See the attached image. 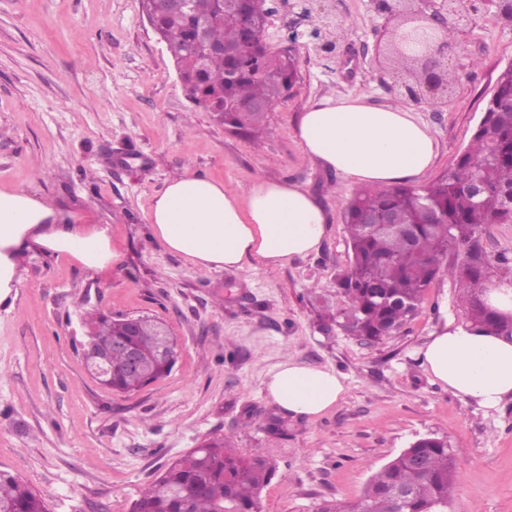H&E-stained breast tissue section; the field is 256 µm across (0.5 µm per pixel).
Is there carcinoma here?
Listing matches in <instances>:
<instances>
[{
	"instance_id": "1",
	"label": "carcinoma",
	"mask_w": 512,
	"mask_h": 512,
	"mask_svg": "<svg viewBox=\"0 0 512 512\" xmlns=\"http://www.w3.org/2000/svg\"><path fill=\"white\" fill-rule=\"evenodd\" d=\"M265 0H180L174 10L152 20L168 45L187 98L236 130L254 132L272 103L298 79L295 57H268L260 21ZM224 46V53L199 59L198 31ZM391 216L407 230L366 223L368 214ZM436 222L426 223L427 214ZM349 269L336 275V295L317 311L319 329L340 328L370 342L400 330L421 306L440 274L458 285V302L467 324L485 333L512 337V317H504L482 299L505 255L487 256L481 232L487 224H512V66L498 76L473 140L454 167L428 185L366 188L345 207ZM89 340L105 350L129 344L141 356V368L125 367L112 353L109 371L99 381L128 393L167 376L175 354L158 323L148 317L128 335L127 317L88 315ZM276 472L265 456H244L222 438L204 441L171 464L133 502L131 512H263L261 491ZM456 458L448 440L417 439L378 470L362 496L351 503L326 501L317 512H448L456 481ZM0 512H49L47 503L19 477L0 471Z\"/></svg>"
}]
</instances>
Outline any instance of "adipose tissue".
I'll return each mask as SVG.
<instances>
[{
  "mask_svg": "<svg viewBox=\"0 0 512 512\" xmlns=\"http://www.w3.org/2000/svg\"><path fill=\"white\" fill-rule=\"evenodd\" d=\"M303 151L349 182L389 188L422 175L437 145L410 107H374L359 97H328L301 113L295 129ZM163 247L197 267L240 271L250 260L283 267L318 253L326 234L323 209L303 187L256 180L246 198L223 182L187 172L166 182L149 212ZM40 247L104 270L113 254L108 230L54 217L22 191L0 190V302L19 283V259ZM426 371L455 396L487 408L512 398V339L467 326L443 328L420 354ZM270 400L294 418L314 420L343 397L336 370L281 359L263 382Z\"/></svg>",
  "mask_w": 512,
  "mask_h": 512,
  "instance_id": "adipose-tissue-1",
  "label": "adipose tissue"
}]
</instances>
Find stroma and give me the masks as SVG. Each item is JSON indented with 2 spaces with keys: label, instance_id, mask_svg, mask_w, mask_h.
Masks as SVG:
<instances>
[{
  "label": "stroma",
  "instance_id": "35a3bbf8",
  "mask_svg": "<svg viewBox=\"0 0 512 512\" xmlns=\"http://www.w3.org/2000/svg\"><path fill=\"white\" fill-rule=\"evenodd\" d=\"M331 6L346 25L341 54L326 62L296 45L299 80L252 138L188 101L141 0H0V189L108 225L114 253L95 272L25 252L0 303V471L39 491L50 512H130L167 465L215 437L276 460L263 512H316L355 501L374 472L431 433L457 453L448 512H512V400L463 401L419 358L434 332L466 322L447 276L379 343L316 325L315 294L335 292L349 264L344 211L357 187L302 151L296 119L323 97L400 100L375 59L391 20L372 0ZM510 66L512 20L478 13L448 98L411 104L438 144L416 186L456 163ZM187 171L241 198L259 178L303 186L328 215L320 251L256 273L197 268L167 251L147 216L166 181ZM94 310L162 322L176 342L172 372L131 393L100 384L83 355ZM285 356L336 369L346 392L313 422L284 415L288 434L273 438L264 427L278 408L263 381Z\"/></svg>",
  "mask_w": 512,
  "mask_h": 512
}]
</instances>
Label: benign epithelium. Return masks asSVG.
<instances>
[{
	"instance_id": "7a95c632",
	"label": "benign epithelium",
	"mask_w": 512,
	"mask_h": 512,
	"mask_svg": "<svg viewBox=\"0 0 512 512\" xmlns=\"http://www.w3.org/2000/svg\"><path fill=\"white\" fill-rule=\"evenodd\" d=\"M328 2L330 0H289L288 31L291 32V40L288 51H293V46L301 42L326 59L336 55L339 45L337 30L341 21ZM375 4L380 14H403L413 24L412 30L425 39L424 52L412 61L426 70L427 79L417 85L393 77L388 84L389 89L430 105L443 100L452 88L448 59L455 54V49L437 42L435 34L448 28L450 23L467 24L473 13L484 8V0H375ZM310 13L321 18V25L316 29L305 27Z\"/></svg>"
}]
</instances>
